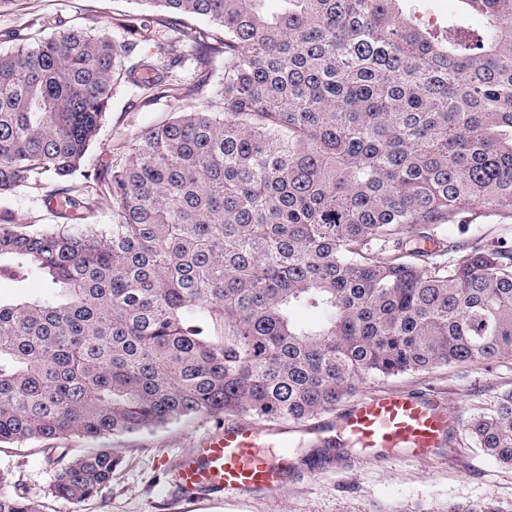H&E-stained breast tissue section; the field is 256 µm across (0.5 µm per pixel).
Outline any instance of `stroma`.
<instances>
[{"label": "stroma", "mask_w": 512, "mask_h": 512, "mask_svg": "<svg viewBox=\"0 0 512 512\" xmlns=\"http://www.w3.org/2000/svg\"><path fill=\"white\" fill-rule=\"evenodd\" d=\"M140 0H15L0 10V51L11 50V33L49 37L81 27L121 42L116 26L121 16H137ZM207 25L198 19L182 25L151 26L138 53L153 52L163 43L187 52L205 40ZM196 100L164 97L143 102L128 82L114 86L88 167L106 161L112 149L131 145L147 126L171 113L188 111ZM45 190L22 189L0 196V218L13 224H52L56 217L45 203ZM456 243L492 249L512 242V219L493 213H474L463 225ZM410 395L438 400L450 422L438 448L424 458L387 457L353 448H323L321 439L335 435L339 412L301 424L260 421L262 438L288 450V467L281 485L272 492L245 491L237 496L207 494L185 499L176 487L180 463L202 447L207 434L223 420L198 417L152 431L101 439L121 463L102 495L69 503L51 494L54 461L32 442L19 447L0 444V470L11 471L19 492L43 507V512H444L448 504L480 502L493 497L512 503V468L498 464L472 441L467 424L492 412L501 394L512 392V356L490 361L440 366L395 377L367 379L357 398L371 394Z\"/></svg>", "instance_id": "stroma-1"}]
</instances>
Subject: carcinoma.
<instances>
[{
    "label": "carcinoma",
    "mask_w": 512,
    "mask_h": 512,
    "mask_svg": "<svg viewBox=\"0 0 512 512\" xmlns=\"http://www.w3.org/2000/svg\"><path fill=\"white\" fill-rule=\"evenodd\" d=\"M143 2L206 21L224 78L116 163L85 164L112 86L177 91L168 44L116 67L156 14L120 20L122 43L19 32L0 53V195L51 183L63 219L0 222V273L49 285L0 300V444L44 443L54 497L98 496L120 464L55 446L68 436L305 422L370 377L512 354V246L449 261L402 236L512 218V0H460L480 24L440 34L407 0ZM104 204L112 223H84ZM468 432L512 467V394ZM0 512H42L7 470Z\"/></svg>",
    "instance_id": "carcinoma-1"
}]
</instances>
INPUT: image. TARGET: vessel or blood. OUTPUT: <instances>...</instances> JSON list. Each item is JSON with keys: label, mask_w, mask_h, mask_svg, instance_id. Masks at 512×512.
Instances as JSON below:
<instances>
[{"label": "vessel or blood", "mask_w": 512, "mask_h": 512, "mask_svg": "<svg viewBox=\"0 0 512 512\" xmlns=\"http://www.w3.org/2000/svg\"><path fill=\"white\" fill-rule=\"evenodd\" d=\"M448 413L439 405L405 393L360 400L338 428L366 450L405 449L421 457L439 445ZM284 459L262 452L253 425L240 422L209 435L200 457L183 462L179 488L187 495L212 492L232 495L242 490L274 491L284 473Z\"/></svg>", "instance_id": "1"}]
</instances>
